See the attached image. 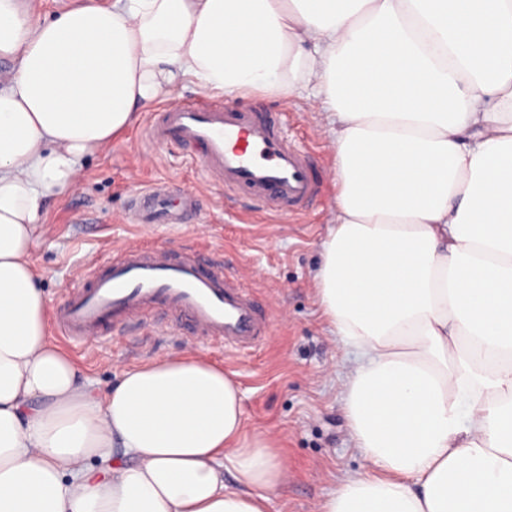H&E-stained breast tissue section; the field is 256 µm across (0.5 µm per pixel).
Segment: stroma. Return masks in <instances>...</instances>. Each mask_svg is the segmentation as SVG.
Listing matches in <instances>:
<instances>
[{"label": "stroma", "instance_id": "obj_1", "mask_svg": "<svg viewBox=\"0 0 512 512\" xmlns=\"http://www.w3.org/2000/svg\"><path fill=\"white\" fill-rule=\"evenodd\" d=\"M313 95L312 89L300 88L285 99L250 94L233 100L245 111L287 113L283 130L310 155L321 187L302 213L272 211L246 193L224 190L210 181L200 160L150 141V121L161 109L156 103L112 147L84 160L81 190L47 200L40 219L44 235L34 254L41 286L55 309L78 287V267L110 262L140 236L178 254L219 259L226 272L261 295L272 334L251 350L177 335L156 313L132 317L120 331L105 330L97 340H64L60 346L100 391L112 385L120 369L172 354L201 355L221 364L241 386L246 433H273L288 463V481L273 496L270 512H316L343 475L363 468L344 413V352L322 323L313 292L336 193L329 139L305 110ZM160 181L195 192L192 220L150 228L126 222L132 199Z\"/></svg>", "mask_w": 512, "mask_h": 512}]
</instances>
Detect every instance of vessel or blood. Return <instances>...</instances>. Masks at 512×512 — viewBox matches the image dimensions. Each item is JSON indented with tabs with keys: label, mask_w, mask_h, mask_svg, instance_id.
I'll list each match as a JSON object with an SVG mask.
<instances>
[{
	"label": "vessel or blood",
	"mask_w": 512,
	"mask_h": 512,
	"mask_svg": "<svg viewBox=\"0 0 512 512\" xmlns=\"http://www.w3.org/2000/svg\"><path fill=\"white\" fill-rule=\"evenodd\" d=\"M274 112L192 102L158 112L152 140L197 151L211 180L247 193L263 205L302 211L319 193L309 155L281 134ZM196 210L195 196L158 182L141 192L128 212L136 224H183ZM79 288L56 318L65 339L84 342L132 316L169 311L172 330L220 346L249 349L270 336L272 323L253 295L226 274L222 263L134 243L111 264L80 270Z\"/></svg>",
	"instance_id": "obj_1"
}]
</instances>
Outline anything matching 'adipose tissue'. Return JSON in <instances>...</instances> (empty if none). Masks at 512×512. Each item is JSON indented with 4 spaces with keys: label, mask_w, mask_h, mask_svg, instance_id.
I'll return each instance as SVG.
<instances>
[{
    "label": "adipose tissue",
    "mask_w": 512,
    "mask_h": 512,
    "mask_svg": "<svg viewBox=\"0 0 512 512\" xmlns=\"http://www.w3.org/2000/svg\"><path fill=\"white\" fill-rule=\"evenodd\" d=\"M0 512H268L288 464L196 355L87 383L33 262L48 198L189 82L317 87L313 277L362 471L316 512H512V0H0Z\"/></svg>",
    "instance_id": "1"
}]
</instances>
